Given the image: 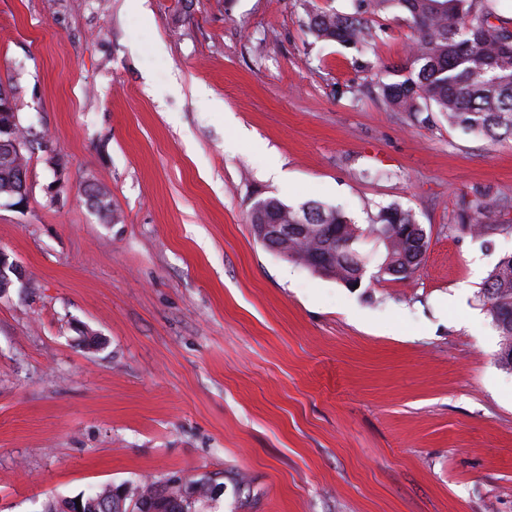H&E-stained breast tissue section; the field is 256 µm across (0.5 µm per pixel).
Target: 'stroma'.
Masks as SVG:
<instances>
[{"instance_id": "1", "label": "stroma", "mask_w": 512, "mask_h": 512, "mask_svg": "<svg viewBox=\"0 0 512 512\" xmlns=\"http://www.w3.org/2000/svg\"><path fill=\"white\" fill-rule=\"evenodd\" d=\"M316 7L352 0H0V88L41 135L27 206L0 204L28 275L0 295V512L173 475L220 483L212 512H512L479 299L512 254V139L392 110L376 78L414 30L380 14L362 55ZM269 197L362 226L395 204L430 246L349 288L255 239ZM497 204L490 201H481L470 207L460 215L461 228L470 233H486L493 224H486L489 215L496 209Z\"/></svg>"}]
</instances>
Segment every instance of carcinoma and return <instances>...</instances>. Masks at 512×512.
I'll use <instances>...</instances> for the list:
<instances>
[{"label":"carcinoma","instance_id":"obj_1","mask_svg":"<svg viewBox=\"0 0 512 512\" xmlns=\"http://www.w3.org/2000/svg\"><path fill=\"white\" fill-rule=\"evenodd\" d=\"M488 0H358L352 13L311 10L307 27L322 41H335L356 47L365 53L372 37L370 17L397 10L417 32V46L402 65L387 73L394 80L377 82L383 101L399 112H439L448 119V127L460 128L491 141L512 139V20H506L487 5ZM497 204L481 201L460 215L461 228L484 233L486 223ZM306 224L333 226L325 238L328 249L336 252V269L325 276L349 284V277L360 264H369L372 255L361 253L356 245L366 233L381 224H413L408 210L390 204L379 208L372 224L363 228L351 222L336 207L323 208L314 203L299 207ZM353 241V248L345 243ZM382 263L397 273L395 279L407 280L410 273L399 274L401 254L411 249L406 241L389 236L383 244ZM480 296L498 335L501 336L500 361L512 368V261H498L489 272ZM200 498L186 504L187 512H206L215 501L212 480L196 482ZM104 489L77 494L80 503L69 497L61 502L48 501L44 512H112Z\"/></svg>","mask_w":512,"mask_h":512}]
</instances>
